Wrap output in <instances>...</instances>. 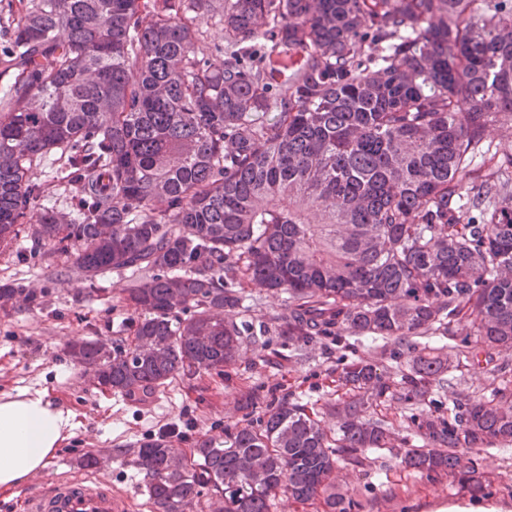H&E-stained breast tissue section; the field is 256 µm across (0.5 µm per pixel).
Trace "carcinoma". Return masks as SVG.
Returning <instances> with one entry per match:
<instances>
[{
	"mask_svg": "<svg viewBox=\"0 0 512 512\" xmlns=\"http://www.w3.org/2000/svg\"><path fill=\"white\" fill-rule=\"evenodd\" d=\"M0 91V246L24 235L85 281L140 274L125 289L134 339L71 342L67 355L124 395L234 363L237 274L286 294L275 333L447 335L459 352L512 349V155L472 167L489 124L512 120V0H19ZM189 11L224 16V61L198 47ZM286 75L284 87L276 76ZM63 161L81 193L69 223L30 171ZM40 305L25 288L0 299ZM391 376L342 365L349 397L317 411L256 392L244 419L180 453L134 451L155 512H275L283 494L360 512L336 487L343 462L393 451L371 408L395 402L422 445L395 450L407 475L491 487L486 445H512V406L493 390L432 397L447 362L409 348ZM256 419H251L252 415ZM221 506L203 500L204 492Z\"/></svg>",
	"mask_w": 512,
	"mask_h": 512,
	"instance_id": "obj_1",
	"label": "carcinoma"
}]
</instances>
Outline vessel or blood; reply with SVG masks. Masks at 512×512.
<instances>
[{
    "label": "vessel or blood",
    "mask_w": 512,
    "mask_h": 512,
    "mask_svg": "<svg viewBox=\"0 0 512 512\" xmlns=\"http://www.w3.org/2000/svg\"><path fill=\"white\" fill-rule=\"evenodd\" d=\"M130 498L105 480H59L28 501V512H128Z\"/></svg>",
    "instance_id": "b4317fda"
}]
</instances>
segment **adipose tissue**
Segmentation results:
<instances>
[{"label": "adipose tissue", "instance_id": "1", "mask_svg": "<svg viewBox=\"0 0 512 512\" xmlns=\"http://www.w3.org/2000/svg\"><path fill=\"white\" fill-rule=\"evenodd\" d=\"M73 420L71 411L52 406L44 393L0 395V491L12 492L45 468Z\"/></svg>", "mask_w": 512, "mask_h": 512}]
</instances>
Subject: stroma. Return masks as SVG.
Returning <instances> with one entry per match:
<instances>
[{"label": "stroma", "mask_w": 512, "mask_h": 512, "mask_svg": "<svg viewBox=\"0 0 512 512\" xmlns=\"http://www.w3.org/2000/svg\"><path fill=\"white\" fill-rule=\"evenodd\" d=\"M31 178L47 193L27 212L35 218L44 207L54 208L63 220H71L78 200L58 165L45 161L34 167ZM31 243L19 239L0 249V285L15 283L40 293L42 307L26 309L15 303L0 305V393L17 388L40 390L54 406L71 411L76 427L61 441L47 467L30 476L13 493L0 494V512H27L30 497L57 480L79 481L101 475L113 488L131 497L129 512H154L142 485V477L119 448H136L151 437L167 434L174 448H191L204 437L221 434L225 425L241 421L239 402L261 387L288 395L302 403L322 405L344 397L336 373L342 362L367 357L381 359L383 341H362L343 336L301 350L274 334L262 344H245L235 364L221 371H202L176 376L156 392L136 398L94 385L66 355V347L79 338L105 342L115 337L132 339L135 313L124 300V288L134 279L131 272L112 271L88 287L67 265H46L30 252ZM245 294L241 320L274 327L287 295L272 292L240 277L235 282ZM469 328L457 324L450 335L418 339V346L441 349L450 369L445 377L454 391L470 396L490 395L498 389L512 395V350H492L478 359L458 356L455 347ZM93 455L98 463L80 466ZM481 468L494 490L493 502L512 512V450L485 448ZM338 487L357 488L367 506L364 512H440L442 504L468 498L467 490L447 482L409 478L401 472L395 455L382 453L364 467H343Z\"/></svg>", "instance_id": "obj_1"}]
</instances>
